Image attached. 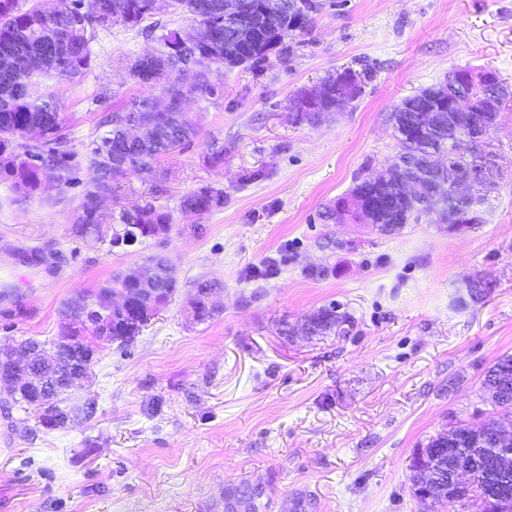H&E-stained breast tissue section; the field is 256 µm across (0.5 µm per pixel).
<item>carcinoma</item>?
Wrapping results in <instances>:
<instances>
[{"label": "carcinoma", "instance_id": "1", "mask_svg": "<svg viewBox=\"0 0 512 512\" xmlns=\"http://www.w3.org/2000/svg\"><path fill=\"white\" fill-rule=\"evenodd\" d=\"M295 0H279L284 11L280 31L274 36L256 33L250 45L242 49L237 66L251 68L267 63L270 55L281 60L289 55L292 45L285 39L307 35L314 25L313 13L302 16L292 10ZM58 8L50 12L40 4L23 8L20 0H0V185L8 194L4 202L21 205L41 191L44 171H55L68 188L82 186V200L70 221L68 234L82 241L113 249V244L131 241L135 244L147 238L167 236L173 224L169 207L147 202L133 207H120L112 212V229L103 235L97 228L102 223L101 205L117 196L119 179L135 175L142 181L160 176L159 164L188 147L198 136V128L185 118L179 101L190 93L208 100L222 95L220 87L210 81L212 66L224 65V0H57ZM181 10L192 16L194 22H203L218 32V37L204 41L193 40L188 29H170L157 20L141 29V33L157 36L160 49L149 57H138L129 62L133 79L144 89V95L121 109L106 112L101 124L110 130L92 141L88 152L81 155L61 148L69 117L60 111L53 85L72 81L84 74L92 60V44L102 32L109 33L112 24L139 26L145 19L159 14ZM193 74L194 83L186 87L183 74ZM479 81H461L457 94L477 96L487 85L498 79L492 71L477 75ZM443 88L431 86L404 99L394 111V132L399 148L397 159L407 164L405 175L419 180L434 176L436 157L448 147L462 127L455 117L448 115L449 96ZM435 112L438 119L421 129V118ZM144 129L140 136L129 134L130 126ZM37 154L41 163L31 161ZM87 172L81 179L80 173ZM396 199L381 202L382 207L397 211V229L420 220L418 207L397 199L399 189L392 188ZM485 196L467 201H454L451 211L465 217L467 224H481V207ZM224 207V190L210 185L201 186L184 194L178 208L195 216L209 215ZM156 263L157 275L146 282L128 283L121 273L89 292H79L63 304L66 320L97 305L101 314L112 324V335H129V317L108 311L107 292L122 285L125 288H146L156 304L165 307L177 286L173 270L160 256H150ZM216 285L209 281L198 284L199 301L195 319L204 321L214 315V306L207 303ZM343 317L334 309H325L304 327L309 335L324 334ZM75 365L66 361L50 378L40 370L33 372L30 382L7 401L10 408L28 412L30 394L43 391L46 415L64 418L73 406L63 397L64 388L54 386L73 375ZM483 392L495 391L498 400L491 403L493 412L482 423L470 430L469 445L449 448L432 437L427 447L438 449L441 467L438 477L443 487L456 466L463 461L472 465L474 481L466 488L455 487L441 494L436 503L463 506L472 498L488 499L505 504L498 512H512V465L501 464L503 448L496 442L495 423L500 415L512 416V355L500 356L487 370L482 382Z\"/></svg>", "mask_w": 512, "mask_h": 512}]
</instances>
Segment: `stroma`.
Masks as SVG:
<instances>
[{"mask_svg": "<svg viewBox=\"0 0 512 512\" xmlns=\"http://www.w3.org/2000/svg\"><path fill=\"white\" fill-rule=\"evenodd\" d=\"M322 3L286 61L213 70L223 96H188L199 134L162 161V192L123 179L125 205L172 208L168 237L112 253L70 237L76 188L0 207V342L55 338L64 300L148 256L178 279L140 336L94 359L93 417L48 431L0 407V512H426L411 492L415 452L486 418L484 374L512 354V99L490 133L503 176L482 223L385 234L320 213L395 161L390 116L404 98L463 67L512 87V0ZM158 47L113 25L83 76L56 86L73 116L66 149L84 152L102 108L141 96L125 63ZM345 69L365 74L362 95L296 123V93ZM214 139L218 168L205 159ZM204 185L223 189V209L178 211ZM480 278L489 293L468 301ZM201 280L216 284L217 311L196 321ZM328 308L347 322L301 333Z\"/></svg>", "mask_w": 512, "mask_h": 512, "instance_id": "1", "label": "stroma"}]
</instances>
